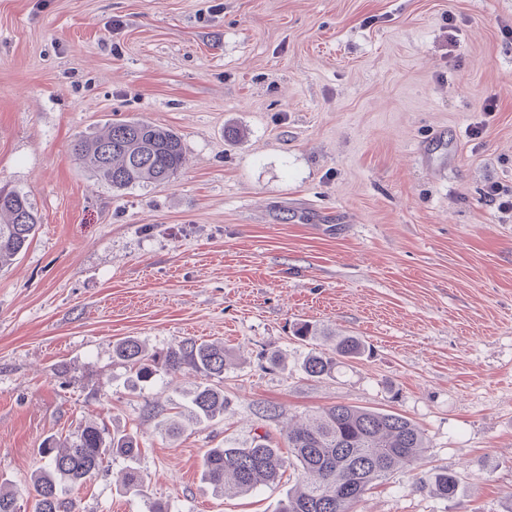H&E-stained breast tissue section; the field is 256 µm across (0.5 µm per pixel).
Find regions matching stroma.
<instances>
[{
    "mask_svg": "<svg viewBox=\"0 0 512 512\" xmlns=\"http://www.w3.org/2000/svg\"><path fill=\"white\" fill-rule=\"evenodd\" d=\"M501 20L512 0H0V187L39 217L0 271V481L19 512L38 448L86 422L140 454L108 460L80 512H278L290 480L225 497L204 452L284 442L336 404L427 438L354 512H512V216L484 197L512 188ZM130 116L181 135L171 183L119 191L76 161L75 139ZM303 321L372 351L308 377ZM128 336L223 342V420L161 432L152 408L195 379L131 389L112 362ZM131 466L143 495L121 485ZM429 469L459 476L454 499L415 489Z\"/></svg>",
    "mask_w": 512,
    "mask_h": 512,
    "instance_id": "stroma-1",
    "label": "stroma"
}]
</instances>
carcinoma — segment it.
Masks as SVG:
<instances>
[{
    "label": "carcinoma",
    "instance_id": "carcinoma-1",
    "mask_svg": "<svg viewBox=\"0 0 512 512\" xmlns=\"http://www.w3.org/2000/svg\"><path fill=\"white\" fill-rule=\"evenodd\" d=\"M76 159L97 179L114 189L144 183L165 184L181 169L185 154L174 130L140 118L116 119L92 138L80 137ZM38 230V217L26 195L0 189V269L9 266L29 246ZM326 332L315 324L299 323L294 337L310 346L301 369L309 377L331 378L366 351L358 336L336 335L330 352L317 348ZM230 352L219 341L185 339L163 352L150 354L137 338L112 346V361L129 369L133 389L155 381L160 374L188 373L198 379L186 395L179 416L193 424L224 419V370ZM288 455L271 444L268 435L254 437L249 446L226 444L208 449L202 457V478L223 495H239L281 480L289 468L297 479L280 512H352L351 506L378 480L398 468L424 459L426 438L410 419L387 411L336 404L288 427ZM47 466L29 477L28 496L34 512H78L77 502L63 497V486L79 487L96 477L107 458L135 459L137 438L124 431L107 434L93 423L75 436L51 438L39 449ZM421 483L436 496L450 500L460 480L446 470H428ZM145 477L127 469L124 488L143 494ZM0 512H18L17 491L0 486Z\"/></svg>",
    "mask_w": 512,
    "mask_h": 512
}]
</instances>
